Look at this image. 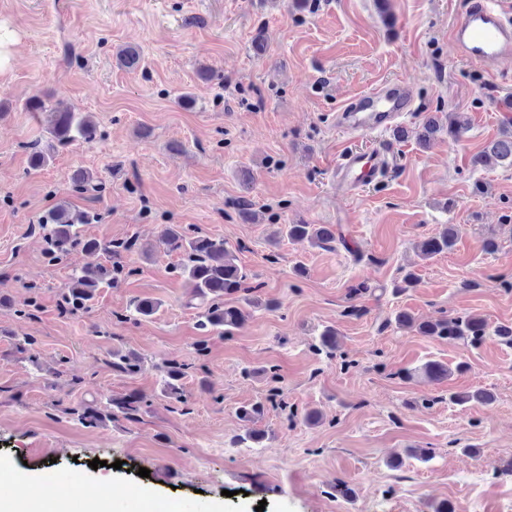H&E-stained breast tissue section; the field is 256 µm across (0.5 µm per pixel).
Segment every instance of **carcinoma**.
Here are the masks:
<instances>
[{
	"instance_id": "obj_1",
	"label": "carcinoma",
	"mask_w": 512,
	"mask_h": 512,
	"mask_svg": "<svg viewBox=\"0 0 512 512\" xmlns=\"http://www.w3.org/2000/svg\"><path fill=\"white\" fill-rule=\"evenodd\" d=\"M23 110L36 114L48 110L53 116L48 128L51 143L44 148L41 141L37 140L28 146L29 163L35 169L47 164L50 159L48 150L54 148V145L64 147L80 141L91 143L97 136V124L90 117L62 103L49 109L45 99L34 95L25 102ZM447 119L446 126L436 118L426 120L418 135L419 144H426L445 129L448 130V135L457 139L470 126V118L465 112H450ZM486 156H492L512 167V135L505 133L491 141L479 154L473 156L472 166H479ZM98 219L99 214L89 211L72 218L62 206L48 211L38 222V227L42 230L47 243L49 259L57 261L76 247L86 253L108 254L131 247L127 242L103 244L93 238L80 237L76 226L93 224ZM284 236L292 241L306 240L318 248H330L333 243L342 240L340 231L334 224H283L275 231L274 240L277 241ZM457 238V225L445 224L438 233L420 243V254L424 258H431L449 252L455 247ZM162 244L168 251L182 256L179 270L191 290L190 301H196L204 307L198 321L200 330L229 336L233 329L253 313L271 308V303L264 302L254 295L256 288L246 286L247 274L238 265L234 253L224 246L223 240L201 234L188 235L178 227H171L164 234ZM113 279V269L105 265L86 266L74 270L71 274V283L62 295V308L66 311L86 309L88 303L95 298L98 289L112 284ZM157 309L158 302L152 298H140L133 303L135 316L150 317ZM394 321L399 329H413L422 336L450 342L480 343L486 337L493 336L503 344L512 345V323H500L491 328L484 319L470 314L443 315L417 322L409 312L400 310L396 313ZM34 345L35 340L31 336L15 337L16 352L27 355V359L36 365L38 359L34 354ZM337 346L336 329L332 326L324 327L318 335L316 350L332 355L336 352ZM112 357V367L119 373L132 375L140 369L139 358L135 355L115 352ZM164 371V395L179 403H186L182 384L185 375L184 365L176 360H170L166 362ZM416 372L431 382L444 380L451 375V369L447 365L434 360L424 363ZM492 399L493 396L483 389L449 395V400L461 407L471 403L487 404ZM143 403L144 398L131 392L125 397L111 400L109 407L105 409L85 404L73 410V413L77 414L78 420L84 426L96 427L105 419L112 417V408L115 407L128 416L138 411Z\"/></svg>"
}]
</instances>
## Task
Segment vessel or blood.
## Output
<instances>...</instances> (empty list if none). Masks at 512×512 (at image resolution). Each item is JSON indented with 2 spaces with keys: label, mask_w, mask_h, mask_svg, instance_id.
Returning a JSON list of instances; mask_svg holds the SVG:
<instances>
[{
  "label": "vessel or blood",
  "mask_w": 512,
  "mask_h": 512,
  "mask_svg": "<svg viewBox=\"0 0 512 512\" xmlns=\"http://www.w3.org/2000/svg\"><path fill=\"white\" fill-rule=\"evenodd\" d=\"M451 41L459 56L474 64L512 59V0H470L451 30ZM412 105L411 85L392 80L355 96L342 109L338 123L360 133L383 130ZM389 165L385 149H351L337 162L336 178L352 191L376 184Z\"/></svg>",
  "instance_id": "b4317fda"
}]
</instances>
